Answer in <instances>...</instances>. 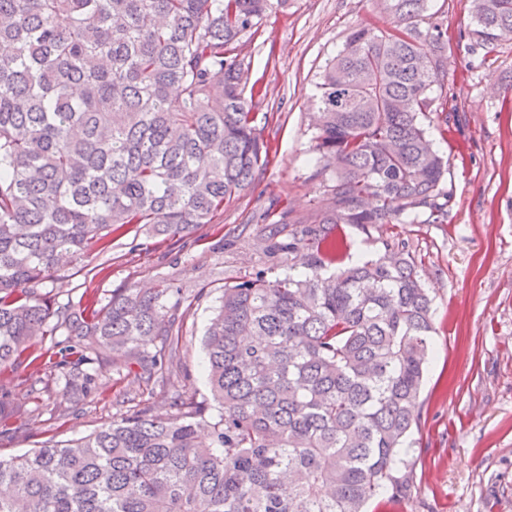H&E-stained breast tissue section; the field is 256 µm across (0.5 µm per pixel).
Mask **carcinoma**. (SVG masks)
I'll use <instances>...</instances> for the list:
<instances>
[{
  "label": "carcinoma",
  "mask_w": 512,
  "mask_h": 512,
  "mask_svg": "<svg viewBox=\"0 0 512 512\" xmlns=\"http://www.w3.org/2000/svg\"><path fill=\"white\" fill-rule=\"evenodd\" d=\"M485 53L512 37V0H470ZM395 22L359 27L326 66L315 176L325 209L270 243L305 271L224 285L205 332L210 392L177 397L89 435L0 458V512H364L412 488L410 448L435 328L403 242L355 259L345 228L452 206L448 161L420 116L448 74V30L421 28L426 0H380ZM271 0H0V369L31 341L67 332V356L27 378L42 399L87 391L82 366L112 348L115 371L163 377L179 336L171 289L112 290L75 309L38 292L61 259L112 249L140 224L177 240L250 187L269 147L248 68L231 56L260 34ZM345 98L347 108H336Z\"/></svg>",
  "instance_id": "obj_1"
}]
</instances>
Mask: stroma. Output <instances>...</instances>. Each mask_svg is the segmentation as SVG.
Masks as SVG:
<instances>
[{
  "mask_svg": "<svg viewBox=\"0 0 512 512\" xmlns=\"http://www.w3.org/2000/svg\"><path fill=\"white\" fill-rule=\"evenodd\" d=\"M425 19L448 29L446 110L455 122L441 136L437 114L422 124L448 161L454 201L441 224H382L371 234L351 230L364 259L385 244L405 241L433 300V353L421 390L422 415L411 435L410 496L376 498L367 512H512V38L491 59L473 48L469 0H427ZM392 17L378 0H277L262 19L260 37L237 49L250 66L267 113L261 136L269 161L254 184L226 202L210 224L178 242L128 226L109 252H87L45 285L60 303L107 302L113 289L165 283L179 291L182 334L167 356L165 380L145 384L112 369V351L99 347L88 367L87 394L66 396L50 384L33 399L29 369L0 372L8 430L0 454L17 455L45 441L90 434L102 424L172 397L206 403L217 415L206 378L202 338L225 284L263 274L284 277L269 257L273 202L303 217L325 208L313 167L312 117L326 63L361 25L385 29Z\"/></svg>",
  "mask_w": 512,
  "mask_h": 512,
  "instance_id": "1",
  "label": "stroma"
}]
</instances>
